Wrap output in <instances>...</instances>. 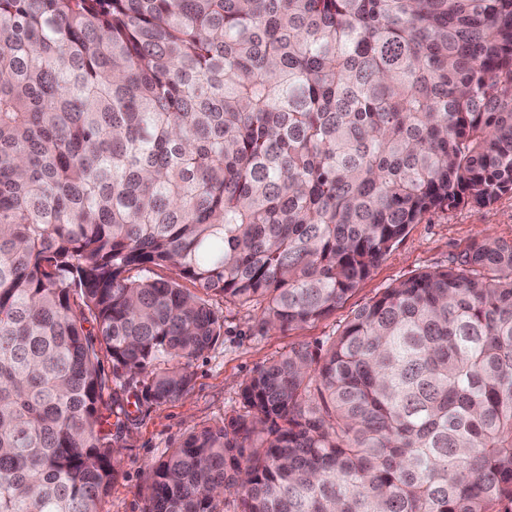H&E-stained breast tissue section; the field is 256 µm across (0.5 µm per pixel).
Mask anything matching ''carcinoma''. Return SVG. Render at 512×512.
<instances>
[{"mask_svg":"<svg viewBox=\"0 0 512 512\" xmlns=\"http://www.w3.org/2000/svg\"><path fill=\"white\" fill-rule=\"evenodd\" d=\"M505 194L512 0H0V512H99L129 417L105 393L187 394L209 296L317 321L427 213ZM232 488L231 512H512V243L259 369L144 512Z\"/></svg>","mask_w":512,"mask_h":512,"instance_id":"1","label":"carcinoma"}]
</instances>
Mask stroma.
Returning <instances> with one entry per match:
<instances>
[{
    "mask_svg": "<svg viewBox=\"0 0 512 512\" xmlns=\"http://www.w3.org/2000/svg\"><path fill=\"white\" fill-rule=\"evenodd\" d=\"M512 241V195L486 207L438 210L407 233L361 281L344 304L302 326L269 331L259 305L241 306L219 296L209 302L224 317V334L192 362L193 382L182 398L164 405L136 403L131 418L112 438L120 474L99 504V512H143L153 468L193 430L221 423L236 409L242 383L298 345L324 341L353 314L411 275L448 267L485 235Z\"/></svg>",
    "mask_w": 512,
    "mask_h": 512,
    "instance_id": "1",
    "label": "stroma"
}]
</instances>
